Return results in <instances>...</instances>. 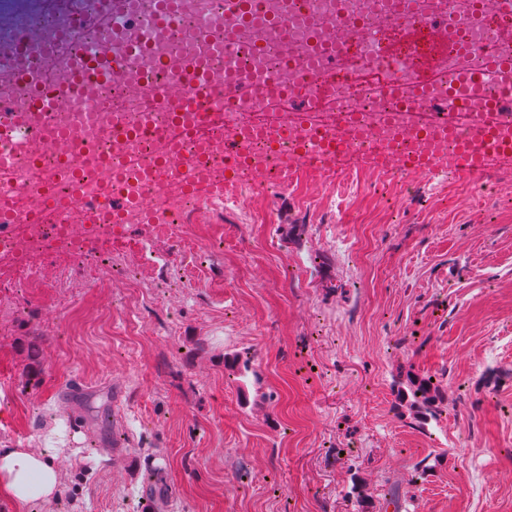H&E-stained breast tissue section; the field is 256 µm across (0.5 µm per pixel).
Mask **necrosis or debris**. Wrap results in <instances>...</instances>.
I'll use <instances>...</instances> for the list:
<instances>
[{
	"instance_id": "4bbe7bcc",
	"label": "necrosis or debris",
	"mask_w": 512,
	"mask_h": 512,
	"mask_svg": "<svg viewBox=\"0 0 512 512\" xmlns=\"http://www.w3.org/2000/svg\"><path fill=\"white\" fill-rule=\"evenodd\" d=\"M109 8V0H62L56 10L45 12L29 0H0V102L9 104L8 109H0V121L6 120L9 113L29 111L32 83L42 81L51 86L49 110L67 141L75 146L68 156L69 164L83 176L78 191L98 201L92 211L73 205L65 224H18L10 232H0V257H11L18 269H26L32 252L65 247L76 254L81 237H111L113 184L125 185L131 191L139 189L160 150L157 135L171 124L168 112L155 104L160 85L141 80L153 65L149 58L133 60L121 82L102 78L87 93L62 91V60L79 57L108 63L113 52L119 50L125 17L116 18L112 31L93 22L95 16ZM269 8L272 13L287 16L289 39H282L267 27H236L237 51L228 57L220 44L202 45L196 40L201 30L235 27L233 19L224 15L220 0H184L178 25L167 33L154 30L152 14L142 0H134L132 5L139 15L138 26L149 34L156 54L175 64L193 62L223 70L225 89L216 92L213 103L223 102L225 90L251 83L259 89L254 106L258 113L269 111L274 102L267 89L269 82L287 83L289 61L314 67L332 49L345 47L365 76L353 81L339 72L326 78V110L358 115L353 127L340 129V137L364 152L404 146L420 151L430 149V142L407 123L400 91L385 90L378 78L384 71L410 76L427 71V60L433 52L422 34H406L404 15L408 10L459 18L468 12V0H271ZM73 12L82 13L87 23L58 46V66L48 67L42 40L65 26ZM20 35L30 40L32 69L26 82L16 78L11 54V46ZM436 57L438 73L424 94L428 101L448 98L449 80L458 71L476 69L481 63L478 56L450 48ZM250 114L219 113L210 127L206 146L190 141L178 145L175 158L199 164L195 192H187L176 177H166L151 189L148 209L129 208L124 221L178 224L188 211L223 208L224 192L218 181L224 175L225 136H237L250 154L261 152L263 142L275 134L274 126L252 125ZM130 126L135 127V134L126 142H118L114 130ZM51 143V138H39L32 144L29 156L0 167V199L37 209L42 199L31 189L34 180L46 177L55 185H63Z\"/></svg>"
}]
</instances>
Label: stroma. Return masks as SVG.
<instances>
[{
  "label": "stroma",
  "mask_w": 512,
  "mask_h": 512,
  "mask_svg": "<svg viewBox=\"0 0 512 512\" xmlns=\"http://www.w3.org/2000/svg\"><path fill=\"white\" fill-rule=\"evenodd\" d=\"M355 169L329 200L266 185L252 223L127 225L89 243L94 280L62 251L1 260L0 448L54 455L62 492L0 512H512V162ZM409 373L447 392L425 431Z\"/></svg>",
  "instance_id": "stroma-1"
}]
</instances>
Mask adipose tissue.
Returning a JSON list of instances; mask_svg holds the SVG:
<instances>
[{"label": "adipose tissue", "mask_w": 512, "mask_h": 512, "mask_svg": "<svg viewBox=\"0 0 512 512\" xmlns=\"http://www.w3.org/2000/svg\"><path fill=\"white\" fill-rule=\"evenodd\" d=\"M0 484L16 506L32 493L50 497L59 489V472L52 457L25 448H0Z\"/></svg>", "instance_id": "ef3b65f1"}]
</instances>
